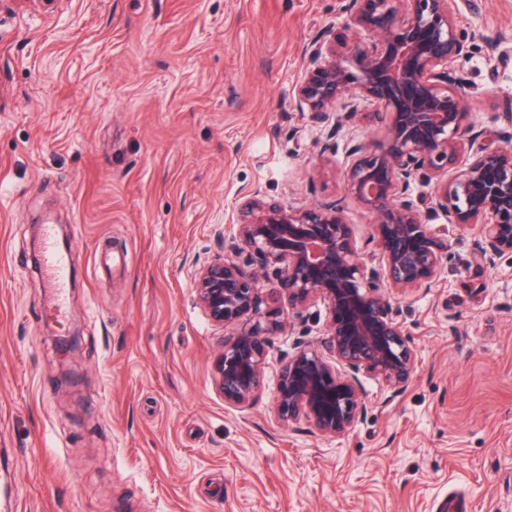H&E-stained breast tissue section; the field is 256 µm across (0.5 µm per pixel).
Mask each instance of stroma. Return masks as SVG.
Wrapping results in <instances>:
<instances>
[{
	"label": "stroma",
	"instance_id": "1",
	"mask_svg": "<svg viewBox=\"0 0 512 512\" xmlns=\"http://www.w3.org/2000/svg\"><path fill=\"white\" fill-rule=\"evenodd\" d=\"M476 128L512 143V0H456ZM345 34L338 0H0V459L27 512H512V255L440 212L430 290L391 298L416 353L399 390L363 380L342 437L274 408L323 303L272 337L246 405L211 382L224 333L192 275L222 253L245 192L340 203L373 266V215L348 195L345 138L297 111L304 46ZM501 40L506 57L485 43ZM74 257L60 316L36 263L41 224ZM110 242L112 266L96 264Z\"/></svg>",
	"mask_w": 512,
	"mask_h": 512
}]
</instances>
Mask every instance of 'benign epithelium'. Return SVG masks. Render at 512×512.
I'll return each mask as SVG.
<instances>
[{
  "label": "benign epithelium",
  "mask_w": 512,
  "mask_h": 512,
  "mask_svg": "<svg viewBox=\"0 0 512 512\" xmlns=\"http://www.w3.org/2000/svg\"><path fill=\"white\" fill-rule=\"evenodd\" d=\"M340 2L351 34L326 30L306 45L294 101L325 125L327 151L358 121L362 102L386 112V140H349L343 173L348 193L375 217L382 268L360 257L337 205L268 203L256 187L229 249L193 273L210 323L233 329L212 362L213 386L231 405L248 402L261 387L269 339L284 331V312L299 320L311 302L326 305L323 350L295 343L276 387L280 420L302 414L326 436L344 435L366 418L362 377L398 389L415 370L389 293L429 289L448 250L412 198L417 179L434 181L427 210L445 213L450 224L480 226L483 253L512 254V147L468 123L465 79L454 66L465 52L454 0ZM271 266L281 267L275 293L287 300L286 311L260 284Z\"/></svg>",
  "instance_id": "obj_1"
}]
</instances>
